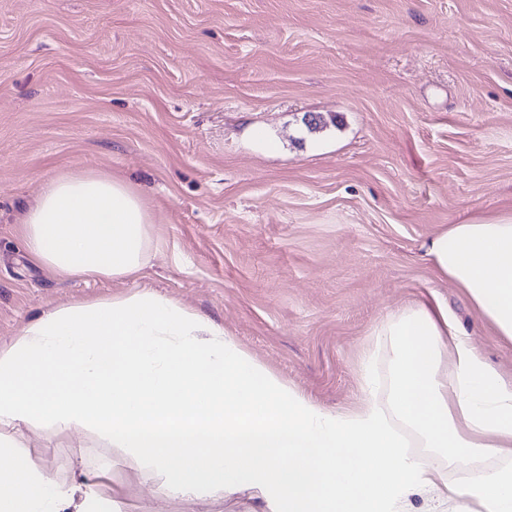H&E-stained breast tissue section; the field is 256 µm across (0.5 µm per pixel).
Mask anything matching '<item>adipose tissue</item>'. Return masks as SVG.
I'll return each instance as SVG.
<instances>
[{"label": "adipose tissue", "instance_id": "ef3b65f1", "mask_svg": "<svg viewBox=\"0 0 512 512\" xmlns=\"http://www.w3.org/2000/svg\"><path fill=\"white\" fill-rule=\"evenodd\" d=\"M153 222L128 181L70 172L43 182L18 235L54 275L114 281L143 267ZM426 253L512 342V213L450 225ZM372 334L361 399L333 412L222 327L151 292L46 311L0 349V512H112L115 490L40 470L13 435L21 424L90 427L162 470L174 500L248 484L288 512H410L415 496L512 512V380L438 303L397 308ZM382 351L392 363L384 377ZM491 457L501 466H487ZM451 464L476 473L449 482Z\"/></svg>", "mask_w": 512, "mask_h": 512}]
</instances>
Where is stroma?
Returning <instances> with one entry per match:
<instances>
[{"label": "stroma", "instance_id": "1", "mask_svg": "<svg viewBox=\"0 0 512 512\" xmlns=\"http://www.w3.org/2000/svg\"><path fill=\"white\" fill-rule=\"evenodd\" d=\"M83 170L128 180L156 219L134 278L57 279L25 255L40 184ZM511 211L512 0H0L1 346L42 311L147 290L347 409L372 328L434 296L511 376L512 342L424 251ZM15 434L58 480L105 459L110 483L136 477L115 512L274 506L248 487L169 500L83 426Z\"/></svg>", "mask_w": 512, "mask_h": 512}]
</instances>
